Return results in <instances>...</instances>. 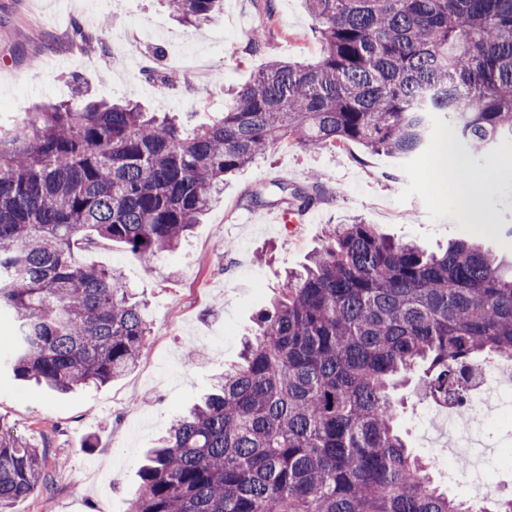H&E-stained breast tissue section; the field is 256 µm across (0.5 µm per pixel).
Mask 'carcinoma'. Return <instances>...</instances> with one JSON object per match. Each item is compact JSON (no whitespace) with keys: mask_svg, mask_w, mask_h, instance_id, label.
Returning a JSON list of instances; mask_svg holds the SVG:
<instances>
[{"mask_svg":"<svg viewBox=\"0 0 512 512\" xmlns=\"http://www.w3.org/2000/svg\"><path fill=\"white\" fill-rule=\"evenodd\" d=\"M314 63L270 61L212 123L189 130L131 102L72 99L0 131L3 365L57 392L138 364L149 327L120 273L87 265L99 238L146 260L178 248L224 177L285 144L358 143L408 159L431 118L477 156L512 138V0H306ZM224 0H174L192 25ZM107 31L76 28L72 45ZM273 204L312 198L276 184ZM512 360V274L482 245L441 253L361 221L336 224L287 271L241 361L176 419L139 468L130 512H471L396 430L390 391L425 368V396L462 404L480 357ZM48 449L0 425V512L48 488Z\"/></svg>","mask_w":512,"mask_h":512,"instance_id":"obj_1","label":"carcinoma"}]
</instances>
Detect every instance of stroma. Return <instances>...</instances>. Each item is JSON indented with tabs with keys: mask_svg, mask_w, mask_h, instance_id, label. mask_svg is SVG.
Returning a JSON list of instances; mask_svg holds the SVG:
<instances>
[{
	"mask_svg": "<svg viewBox=\"0 0 512 512\" xmlns=\"http://www.w3.org/2000/svg\"><path fill=\"white\" fill-rule=\"evenodd\" d=\"M267 13L269 41L253 47ZM78 24L106 25V46L73 48ZM320 50L304 0H224L223 11L197 27L180 22L164 0H0V129L23 132L33 112L68 100L77 85L94 100L130 99L198 127L269 61L309 63ZM434 160L356 144L285 145L231 176L191 235L159 259L145 261L108 240L82 252L83 262L120 272L144 302L151 334L138 366L101 387L53 394L0 372V423L47 446L51 474L49 489L12 502L10 512H129L145 449L238 360L240 340L280 275L321 245L329 225L360 219L428 251L473 238L512 264V142L497 141L466 161L488 219L478 229L457 216L445 185L431 181ZM313 172L319 184H311ZM277 182L313 199L290 228L268 223L272 206L251 199ZM190 347L199 353L193 364L184 358ZM395 397L400 434L415 454L431 458L420 439V386L409 383Z\"/></svg>",
	"mask_w": 512,
	"mask_h": 512,
	"instance_id": "1",
	"label": "stroma"
}]
</instances>
